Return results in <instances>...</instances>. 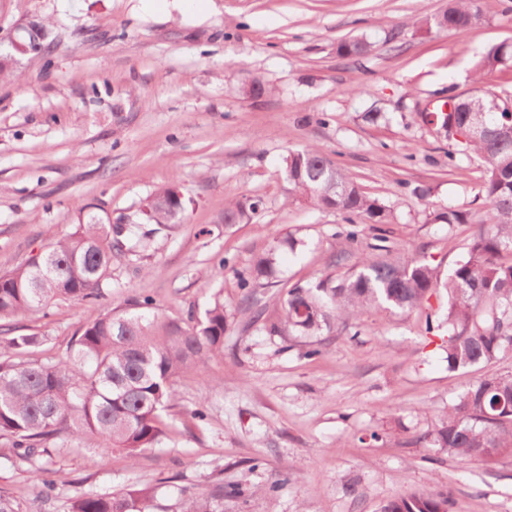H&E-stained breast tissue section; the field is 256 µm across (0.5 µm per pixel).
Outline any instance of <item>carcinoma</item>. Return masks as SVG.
Returning a JSON list of instances; mask_svg holds the SVG:
<instances>
[{
	"label": "carcinoma",
	"mask_w": 512,
	"mask_h": 512,
	"mask_svg": "<svg viewBox=\"0 0 512 512\" xmlns=\"http://www.w3.org/2000/svg\"><path fill=\"white\" fill-rule=\"evenodd\" d=\"M479 19L475 0H448L435 19L449 32L469 30ZM49 32L41 22L22 28L18 40L28 52H50ZM512 62V45L490 46L476 64L479 83ZM452 112H434L448 128H481L478 136L459 141L448 136V159L476 157L483 164L481 194L488 204L479 218L464 209L435 212L433 224L479 223L467 255L440 282L434 269L418 260L390 262L363 256L359 270L343 277L327 276L309 285L295 284L275 299L284 317L264 319L273 335L288 329L312 336L333 318L352 319L364 309L385 304L402 311L422 308L443 290L447 304L438 327L448 369L487 366L512 353V95L499 96L489 87L463 99L448 97ZM285 172L294 189L316 208L336 210L349 223L360 218L390 223L391 213L350 180L319 148L309 146L285 158ZM175 185L156 188L124 224L95 218L46 248L31 260L0 275V322L45 309L58 300L84 301L100 294L112 276V264L130 254L150 234L178 222ZM261 200L246 198L224 207V225L248 223ZM154 228L142 230V225ZM275 255L259 257L241 287L251 288L274 274ZM149 297L113 308L85 325L69 354L61 359H30L38 336H14L0 344V437L23 451L44 487H54L48 470L39 465L49 447L76 442L86 448L105 444L130 460L166 436L164 415L177 398L176 379L207 358L224 353V297L218 292L203 319L184 320L151 310ZM432 444L461 460L488 459L512 450V374L478 378L448 405L432 434ZM179 501L177 512H224V502L244 495L239 484L222 480L188 495L167 486ZM155 487L130 485L111 494L88 490L76 497L68 512H152ZM380 512H450L441 492L389 500Z\"/></svg>",
	"instance_id": "obj_1"
}]
</instances>
